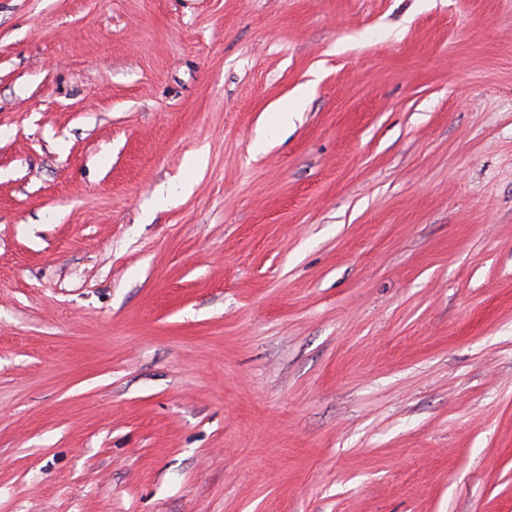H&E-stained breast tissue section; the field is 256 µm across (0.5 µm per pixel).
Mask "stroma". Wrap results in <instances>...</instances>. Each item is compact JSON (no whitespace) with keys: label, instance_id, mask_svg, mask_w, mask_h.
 Returning a JSON list of instances; mask_svg holds the SVG:
<instances>
[{"label":"stroma","instance_id":"1","mask_svg":"<svg viewBox=\"0 0 512 512\" xmlns=\"http://www.w3.org/2000/svg\"><path fill=\"white\" fill-rule=\"evenodd\" d=\"M0 512H512V0H0ZM304 99V90L299 88L296 90L295 96L289 100L286 97L277 107L276 112H272V122L277 128L288 126L293 116L300 109Z\"/></svg>","mask_w":512,"mask_h":512}]
</instances>
